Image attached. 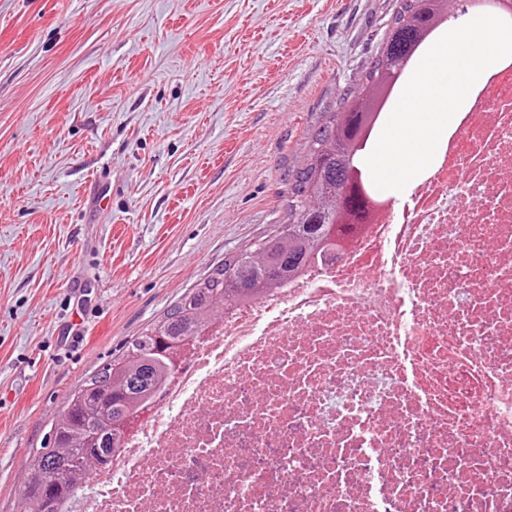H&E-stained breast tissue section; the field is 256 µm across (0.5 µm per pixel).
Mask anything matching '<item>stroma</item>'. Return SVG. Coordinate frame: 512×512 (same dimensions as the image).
Instances as JSON below:
<instances>
[{
  "label": "stroma",
  "mask_w": 512,
  "mask_h": 512,
  "mask_svg": "<svg viewBox=\"0 0 512 512\" xmlns=\"http://www.w3.org/2000/svg\"><path fill=\"white\" fill-rule=\"evenodd\" d=\"M393 0H0V512L66 394L287 218Z\"/></svg>",
  "instance_id": "obj_1"
}]
</instances>
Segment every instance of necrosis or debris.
Wrapping results in <instances>:
<instances>
[{
	"instance_id": "4bbe7bcc",
	"label": "necrosis or debris",
	"mask_w": 512,
	"mask_h": 512,
	"mask_svg": "<svg viewBox=\"0 0 512 512\" xmlns=\"http://www.w3.org/2000/svg\"><path fill=\"white\" fill-rule=\"evenodd\" d=\"M342 256L225 310L60 512H512V63Z\"/></svg>"
}]
</instances>
